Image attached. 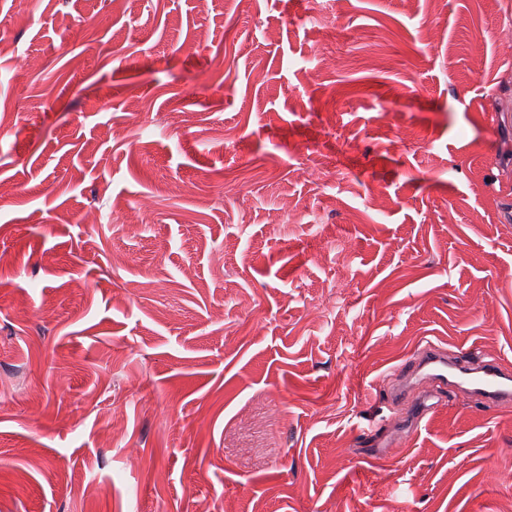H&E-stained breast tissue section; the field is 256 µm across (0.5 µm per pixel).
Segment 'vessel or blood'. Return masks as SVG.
<instances>
[{
    "label": "vessel or blood",
    "mask_w": 512,
    "mask_h": 512,
    "mask_svg": "<svg viewBox=\"0 0 512 512\" xmlns=\"http://www.w3.org/2000/svg\"><path fill=\"white\" fill-rule=\"evenodd\" d=\"M447 387L464 391L483 405L506 406L512 404V369L491 356L470 361L429 344L388 397L409 401L410 422L415 425L432 411L437 390Z\"/></svg>",
    "instance_id": "b4317fda"
}]
</instances>
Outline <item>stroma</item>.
I'll return each instance as SVG.
<instances>
[{"instance_id":"obj_1","label":"stroma","mask_w":512,"mask_h":512,"mask_svg":"<svg viewBox=\"0 0 512 512\" xmlns=\"http://www.w3.org/2000/svg\"><path fill=\"white\" fill-rule=\"evenodd\" d=\"M0 44V512H512V407L403 438L381 391L512 365V0H0Z\"/></svg>"}]
</instances>
